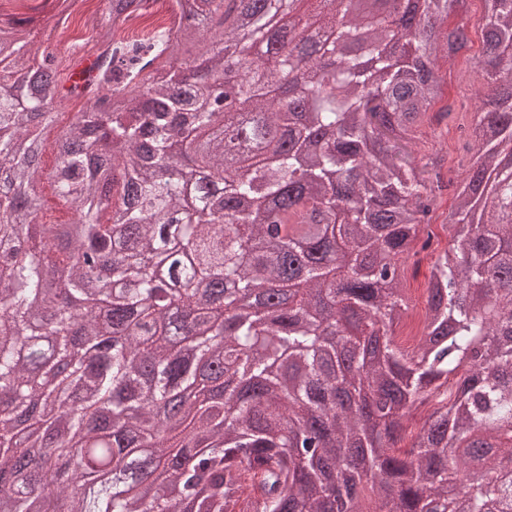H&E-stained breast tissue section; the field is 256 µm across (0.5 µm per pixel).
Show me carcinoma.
<instances>
[{"instance_id":"1","label":"carcinoma","mask_w":512,"mask_h":512,"mask_svg":"<svg viewBox=\"0 0 512 512\" xmlns=\"http://www.w3.org/2000/svg\"><path fill=\"white\" fill-rule=\"evenodd\" d=\"M146 2L124 0L115 17L100 4L90 27L118 30ZM297 2L174 0V26L103 40L69 87L82 108L50 143L48 172L24 143L59 123L56 53L34 47L33 18L0 8L12 38L0 71L52 76L0 98V493L18 488L13 512H194L200 497L206 512H366L369 496L375 512H448L467 474L460 436L512 455V221L498 194L512 165L495 162L512 155V0H485L496 81L456 211L481 218L433 262L413 343L401 263L432 246L421 226L453 185L439 157L402 145L441 96L435 67L393 52L388 15L363 25L351 0H311L291 28ZM461 2L425 0L442 21ZM47 7L60 25L70 0ZM468 41L461 23L449 53ZM213 95L231 102L200 105ZM199 166L218 181L190 204ZM44 177L78 238H21L20 210L34 224L44 209ZM109 333L128 344L87 360ZM187 354L218 364L224 383L188 370ZM178 385L224 403L173 405ZM483 472L453 512L495 506L501 457Z\"/></svg>"}]
</instances>
